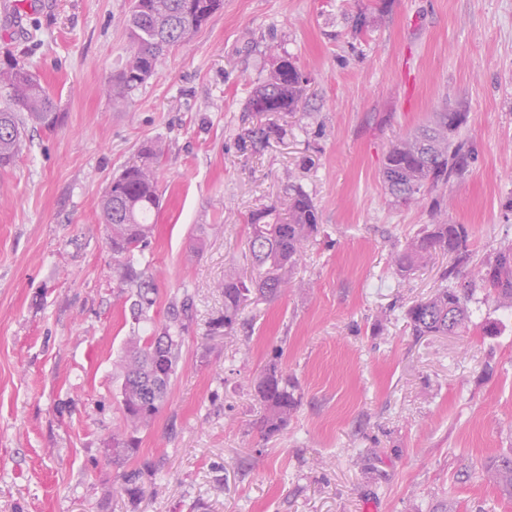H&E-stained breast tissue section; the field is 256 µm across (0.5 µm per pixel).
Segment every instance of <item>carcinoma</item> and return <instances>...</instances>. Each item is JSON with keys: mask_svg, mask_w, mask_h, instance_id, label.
Here are the masks:
<instances>
[{"mask_svg": "<svg viewBox=\"0 0 512 512\" xmlns=\"http://www.w3.org/2000/svg\"><path fill=\"white\" fill-rule=\"evenodd\" d=\"M223 0H132L126 26L129 49L118 77L119 90L112 102L129 104V96L157 74L162 55L175 46L190 43L196 33L221 10ZM10 61L0 64V169L14 165L26 129L51 130L60 113L54 97L40 78L6 51ZM306 79L284 52L275 58L272 70L247 100L249 112H295L301 104ZM462 112H438L434 121L416 128L391 143L382 167L388 193L410 201L428 183H446L467 170L472 150L461 137ZM163 153L156 140L143 147L145 160L125 168L112 179L101 200L103 221L119 270L118 287L134 290L130 313L134 323L151 320L156 286L141 269L144 250L151 239L159 213L160 198L156 164ZM288 221L274 208L258 210L249 217L248 247L253 258L250 282L227 277L224 315L211 323V331L230 335L236 331L242 306L250 292L277 297L288 286V273L295 267L304 246L319 231V211L301 186L288 185ZM470 228L446 221L411 239L394 256L397 272L406 275L428 263L436 252L450 256L443 273L448 285L408 307L406 316L414 336H447L472 323L471 304L479 290H489L500 304L512 308V243L499 247L476 262L469 249ZM189 295L173 302L160 331L145 336L134 331L127 337L121 360V410L123 429L112 435V455L128 456L139 447L138 432L161 412L177 372L184 332L191 318ZM263 406L261 424L268 438L282 434L295 415L301 391L297 379L273 363L255 385ZM481 470L501 496L512 500V454H502L481 463ZM157 471L145 462L119 476L121 494L132 502L145 492L144 477Z\"/></svg>", "mask_w": 512, "mask_h": 512, "instance_id": "obj_1", "label": "carcinoma"}]
</instances>
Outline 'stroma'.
I'll list each match as a JSON object with an SVG mask.
<instances>
[{
	"label": "stroma",
	"instance_id": "stroma-1",
	"mask_svg": "<svg viewBox=\"0 0 512 512\" xmlns=\"http://www.w3.org/2000/svg\"><path fill=\"white\" fill-rule=\"evenodd\" d=\"M129 0H18L0 48L37 73L61 121L0 170V512H512L482 475L512 451V308L495 296L455 336H413L405 312L442 286L439 253L399 275L426 225H469L482 259L512 242V0H224L156 76L112 106ZM307 78L298 111L246 109L272 52ZM461 112L468 171L394 201L392 140ZM279 131L259 149L250 133ZM161 140V211L145 252L152 320L190 295L169 399L136 454L112 460L119 360L132 326L101 219L106 186ZM301 185L322 229L292 286L215 336L219 288L251 273V213ZM203 235L201 251L192 248ZM499 333L484 336L483 319ZM272 362L301 405L265 439L253 382ZM161 470L135 504L123 469Z\"/></svg>",
	"mask_w": 512,
	"mask_h": 512
}]
</instances>
